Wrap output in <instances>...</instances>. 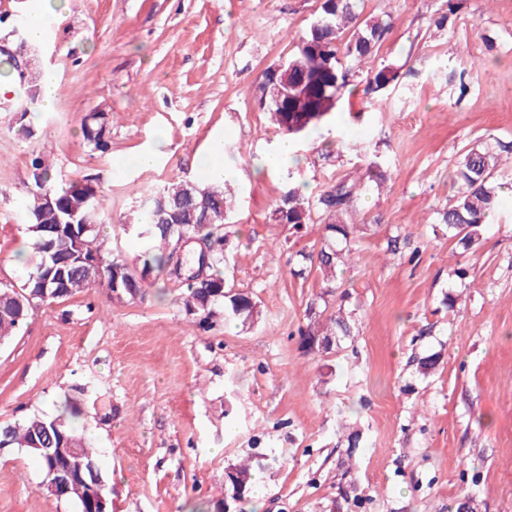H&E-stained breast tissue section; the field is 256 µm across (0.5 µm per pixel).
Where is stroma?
<instances>
[{"mask_svg":"<svg viewBox=\"0 0 512 512\" xmlns=\"http://www.w3.org/2000/svg\"><path fill=\"white\" fill-rule=\"evenodd\" d=\"M443 2L360 0L362 18L388 19L384 39L353 93L268 172L258 165L283 134L258 86L322 0H64L36 63L55 75L54 107L25 113L18 78L0 80V285L20 286L32 255L34 157L101 187L107 245L135 266L146 244L121 222L165 182L204 184L192 160L220 138L237 189L224 282L260 313L200 329L155 274L135 300L97 286L38 304L0 344V426L70 409L112 512H214L244 460V512H512V170L496 174L479 249L439 222L464 151L512 145V0H457L439 30L429 18ZM385 65L396 87L365 95ZM92 112L110 131L104 154L82 136ZM154 145L155 167L132 165ZM292 182L308 198L356 186L350 221L364 231L335 288L293 273L326 219L275 221ZM340 306L351 335L302 347L299 329ZM43 480L24 449L0 450V512H77Z\"/></svg>","mask_w":512,"mask_h":512,"instance_id":"obj_1","label":"stroma"}]
</instances>
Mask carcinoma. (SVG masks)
<instances>
[{"instance_id": "obj_1", "label": "carcinoma", "mask_w": 512, "mask_h": 512, "mask_svg": "<svg viewBox=\"0 0 512 512\" xmlns=\"http://www.w3.org/2000/svg\"><path fill=\"white\" fill-rule=\"evenodd\" d=\"M357 2L322 0L320 12L301 36L296 53L266 72L259 102L271 112L273 120L286 135L301 134L321 123L335 108L337 98L351 86L352 70L370 57L384 38L389 23L379 17L360 19ZM346 30L350 35L344 40L342 34ZM397 78L395 68L384 66L367 75L365 93H379L397 82ZM278 92L305 96L300 111H280L273 101ZM82 132L94 150L101 153L108 150L109 131L102 114H90ZM499 165V153L478 146L469 148L458 162L454 177L456 195L453 203L442 211L441 223L466 249L480 245L486 218L498 205L492 180ZM32 166L34 188L28 191L26 213L35 260L28 274L38 272L43 263L46 228L60 225L63 232L77 242L74 258L58 266L50 281L42 284L44 288L66 289L65 294H52L49 299L71 297L98 284L117 289L112 294L115 299L133 298L135 294L129 289L141 287L140 278L158 271L185 289L184 311L198 326L216 317L219 306L228 316L245 321L253 318L257 302L252 296L224 291V226L233 212V199L228 189L230 181L213 182L203 187L177 181L150 192L139 204L137 221L128 225L138 237L149 242L143 264L138 269L104 248L98 213L99 186L73 181L57 184L50 165L40 157L33 159ZM352 199V187L341 183L321 193L312 206L300 187L288 186L273 211L276 220L299 231L312 220L314 209L331 216V222L325 224L320 249L299 254L296 275L302 276L315 268L331 284L337 272L348 267L352 242L360 231V225L349 224L344 219ZM184 236L203 241L209 250L202 280L196 273L201 268L202 254H197L190 263L185 258L176 257L177 244ZM24 283L28 288L0 287V341L9 339L24 323L31 310L30 304L46 302L40 293L27 299L26 295L33 291L36 282L26 279ZM349 335L351 321L340 307L323 326L300 332V340L308 349L313 338L334 341L338 336ZM41 435L52 436L54 448L60 447L63 435L77 441L83 474L88 477L91 470L97 468L95 452L62 415L35 416L22 424L0 428V437L33 456L47 476L53 468L52 459L32 449L33 439Z\"/></svg>"}]
</instances>
